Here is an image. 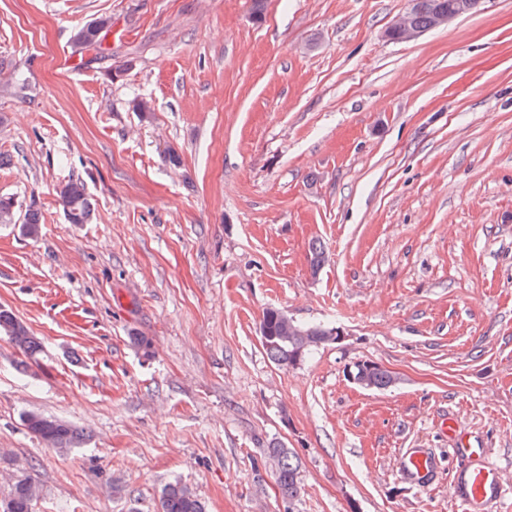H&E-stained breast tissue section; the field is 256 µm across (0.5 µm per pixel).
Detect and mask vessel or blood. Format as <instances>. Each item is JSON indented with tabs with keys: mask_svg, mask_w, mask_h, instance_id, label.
Masks as SVG:
<instances>
[{
	"mask_svg": "<svg viewBox=\"0 0 512 512\" xmlns=\"http://www.w3.org/2000/svg\"><path fill=\"white\" fill-rule=\"evenodd\" d=\"M456 452L467 461L450 485L460 512H491L505 493L499 469L482 462V450L471 447L465 434H458ZM400 465L404 472L422 478L430 472L432 461L427 454L412 451L401 457Z\"/></svg>",
	"mask_w": 512,
	"mask_h": 512,
	"instance_id": "1",
	"label": "vessel or blood"
}]
</instances>
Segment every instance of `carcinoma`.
Here are the masks:
<instances>
[{
	"mask_svg": "<svg viewBox=\"0 0 512 512\" xmlns=\"http://www.w3.org/2000/svg\"><path fill=\"white\" fill-rule=\"evenodd\" d=\"M473 0H417L406 10L409 24L415 28L429 30L433 28L439 12L463 16L470 13ZM112 24L111 18L102 17L92 24L78 28L74 41L87 51H99L101 34ZM60 205L71 224H86L92 217V201L83 182L76 180L64 184L59 190ZM41 229V215L36 209H30L21 225L22 233L30 238L38 237ZM312 270L321 268L328 255L323 244L313 242L309 248ZM260 329L266 331L267 341L262 346L276 365L282 368L292 366L297 358H304L313 349L322 345L321 337L328 336L335 328L323 325H304L293 319L283 320L276 308L263 310ZM0 333L9 337L11 342L26 354L39 351L40 343L32 336L21 319L12 311L0 308ZM355 376L367 379L373 388L384 389L394 383L392 374L383 369L368 368V363L356 366ZM26 429L40 442L51 448L67 449L85 440L82 430L59 419L29 411L23 414ZM269 454L278 458L279 477L276 483L282 499L293 504L299 496V465L295 456L286 448L274 446ZM38 489L29 476L20 477L14 484L10 495L0 500V512H34ZM157 512H206L205 504L186 486L174 483L166 486L159 499Z\"/></svg>",
	"mask_w": 512,
	"mask_h": 512,
	"instance_id": "1",
	"label": "carcinoma"
}]
</instances>
